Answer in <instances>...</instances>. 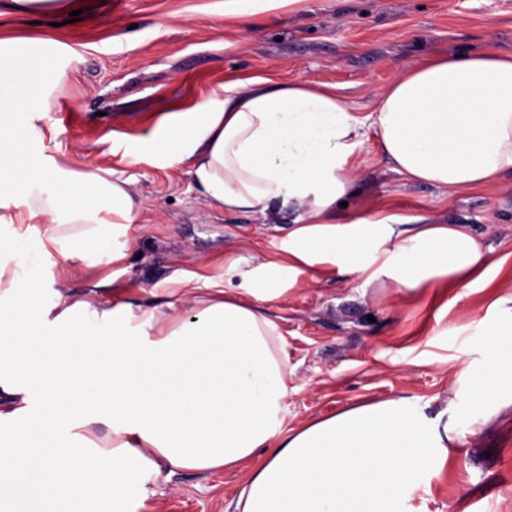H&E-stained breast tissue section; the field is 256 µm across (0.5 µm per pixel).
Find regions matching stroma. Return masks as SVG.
I'll return each instance as SVG.
<instances>
[{
    "label": "stroma",
    "instance_id": "obj_1",
    "mask_svg": "<svg viewBox=\"0 0 512 512\" xmlns=\"http://www.w3.org/2000/svg\"><path fill=\"white\" fill-rule=\"evenodd\" d=\"M79 21L52 26L30 16H0V39L44 38L69 52L58 60L61 107L26 115L39 150L64 166L102 165L129 183L140 212L126 257L71 283L97 301L143 299L181 269L221 273L227 252L252 262L275 252L282 222L206 206L190 178L131 165L114 144L147 134L155 115L206 100L235 79H293L335 85L357 115L413 60L493 49L512 53V0H305L301 9L256 16L254 31L225 16L224 0H76ZM355 189L339 217L420 216L467 224L494 262L465 297L428 290L424 299L388 298L314 272L268 310L283 335L291 393L284 429L366 401L407 397L427 416L448 405V384L476 359L468 327L495 295L512 293V181L448 190L408 181L388 169L375 138L358 148ZM246 467L177 470L159 479L140 512H234ZM416 512H512V415L467 437L411 501Z\"/></svg>",
    "mask_w": 512,
    "mask_h": 512
}]
</instances>
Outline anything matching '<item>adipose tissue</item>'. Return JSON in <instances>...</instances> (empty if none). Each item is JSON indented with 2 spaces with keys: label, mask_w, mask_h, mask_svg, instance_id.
<instances>
[{
  "label": "adipose tissue",
  "mask_w": 512,
  "mask_h": 512,
  "mask_svg": "<svg viewBox=\"0 0 512 512\" xmlns=\"http://www.w3.org/2000/svg\"><path fill=\"white\" fill-rule=\"evenodd\" d=\"M55 52L0 39V512H128L163 472L244 463L237 512H413L466 437L512 411V294L492 302L495 320L471 322L484 356L457 369L446 420L399 397L288 431V362L265 306L314 270L405 297L470 288L490 250L467 225L340 222L336 208L370 130L413 182L512 176V55L418 59L365 119L333 85L263 79L158 115L125 141L127 163L181 171L216 211L299 214L260 264L228 253L223 274L183 273L143 305L71 293L74 276L125 257L139 204L111 169L64 167L20 124L56 103Z\"/></svg>",
  "instance_id": "obj_1"
}]
</instances>
